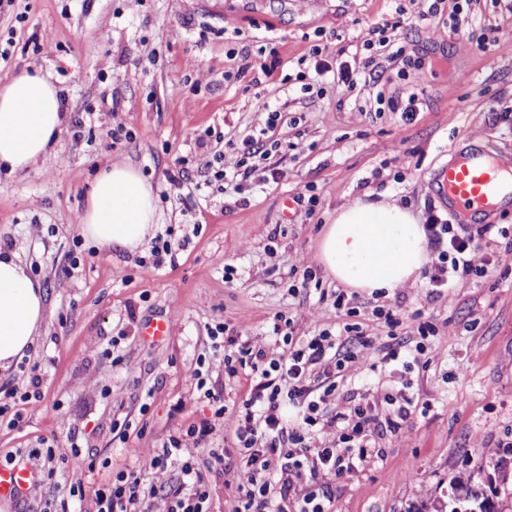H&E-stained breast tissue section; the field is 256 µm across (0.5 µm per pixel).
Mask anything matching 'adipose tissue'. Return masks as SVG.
<instances>
[{
	"mask_svg": "<svg viewBox=\"0 0 512 512\" xmlns=\"http://www.w3.org/2000/svg\"><path fill=\"white\" fill-rule=\"evenodd\" d=\"M56 87L20 71L0 85V165L12 172L45 156L62 131ZM161 215L150 184L125 162H107L93 181L80 220L84 237L133 252L155 233ZM419 215L393 199L358 200L336 211L319 240L317 261L338 283L393 292L416 280L428 261ZM45 295L15 254L0 256V369L18 362L37 336Z\"/></svg>",
	"mask_w": 512,
	"mask_h": 512,
	"instance_id": "obj_1",
	"label": "adipose tissue"
}]
</instances>
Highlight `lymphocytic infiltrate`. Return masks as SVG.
<instances>
[{"label": "lymphocytic infiltrate", "instance_id": "f902f5d3", "mask_svg": "<svg viewBox=\"0 0 512 512\" xmlns=\"http://www.w3.org/2000/svg\"><path fill=\"white\" fill-rule=\"evenodd\" d=\"M254 136L231 152L202 154L198 166L215 181L241 192L252 177L267 180L266 169L250 164L258 136L274 129L280 112L260 102L255 107ZM425 230L433 249L429 285L451 287L459 274L485 276L491 262L482 243L495 234L492 224L480 225L476 234H459L453 225L429 216ZM333 305L345 310L350 323L324 328L311 336L292 332L293 319H285V333L268 344L246 342L236 355L224 354V324L209 332L211 348L219 353L228 376H246L249 388L234 420H224V398L207 389L201 367L189 376L212 410L211 417L170 434L161 446L148 449L138 470L115 469L111 479L85 490L71 485L68 500L45 502L43 512H70L69 501H92L94 512H208L209 485L199 466L200 451L212 464H223V448L212 440L223 425H230L239 464L234 473L236 496L232 512H330V481L358 471L377 455L375 437L383 428L401 430L418 406L404 392L382 399L341 400L338 388L355 365L370 363L369 347H377L382 363H420L430 348L436 329L423 322L414 343L389 337L373 345L360 324L346 289L333 290ZM11 462L31 463L43 481L53 480L61 466H85L76 439L43 450L16 451ZM151 473L152 484H143L142 473Z\"/></svg>", "mask_w": 512, "mask_h": 512}]
</instances>
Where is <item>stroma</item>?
Wrapping results in <instances>:
<instances>
[{"mask_svg": "<svg viewBox=\"0 0 512 512\" xmlns=\"http://www.w3.org/2000/svg\"><path fill=\"white\" fill-rule=\"evenodd\" d=\"M452 0L419 18L409 0H7L0 5V40L13 55L0 83L37 69L66 99L69 117L50 154L30 168L0 172V245L8 246L45 294V316L26 358L39 365L42 398L18 428L0 426V460L17 449L45 448L78 436L95 470H65L56 484H98L113 469H137L146 449L177 428L210 416L190 367L204 362L208 387L235 411L247 389L213 359L209 330L275 342L277 317L296 318L295 333L346 322L320 298L336 288L301 289L295 258L314 260L322 228L338 207L375 191L437 215L459 233V222L435 186V173L472 146L512 155V52L479 51L473 40L512 38V0H470L462 24L450 19ZM391 23L414 67L391 48L364 47L373 23ZM51 35L53 54L33 53ZM347 64L354 86L333 73L317 75L313 48ZM271 75L258 71L259 63ZM417 95L412 118L379 108L377 97ZM281 112L268 134L267 163L279 176L246 183L223 196L206 185L196 159L251 134L258 101ZM93 113L90 127L71 121ZM134 135L113 140L118 123ZM133 165L152 185L162 227L184 242L175 266L82 238L79 218L90 186L107 160ZM512 237L490 248L492 275L457 279L448 293L427 282L376 298L357 293L356 321L373 336L387 328L373 315L391 306L416 328L414 312L434 324L429 369L389 365L355 371L342 396L375 398L407 389L426 401L397 432L377 437L379 457L332 484L333 512H446L449 482L475 474L474 490L497 512H512V450L494 460L484 445L512 434V265L503 258ZM78 263H71V254ZM317 308L319 325L298 320ZM169 318L156 345L141 331ZM122 358L113 363L106 349ZM184 412H174L177 401ZM148 412H141V405ZM131 417L142 434L114 439L112 422Z\"/></svg>", "mask_w": 512, "mask_h": 512, "instance_id": "obj_1", "label": "stroma"}]
</instances>
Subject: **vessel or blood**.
Segmentation results:
<instances>
[{"mask_svg": "<svg viewBox=\"0 0 512 512\" xmlns=\"http://www.w3.org/2000/svg\"><path fill=\"white\" fill-rule=\"evenodd\" d=\"M442 195L463 216L493 211L506 182L512 181V157L477 149L443 166L435 175ZM34 486L30 467L0 466V497L24 496Z\"/></svg>", "mask_w": 512, "mask_h": 512, "instance_id": "obj_1", "label": "vessel or blood"}]
</instances>
